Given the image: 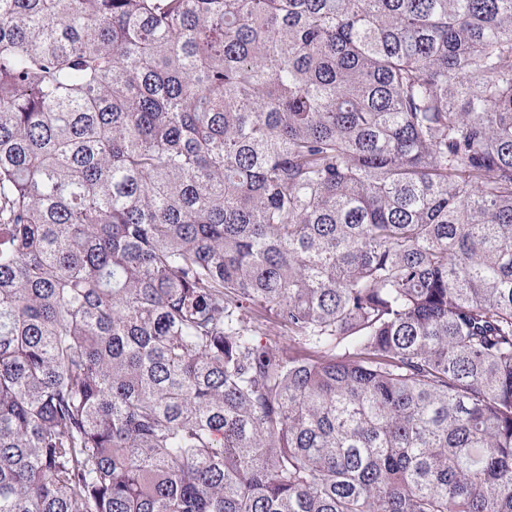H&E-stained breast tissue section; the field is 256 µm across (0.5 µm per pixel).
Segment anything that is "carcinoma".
I'll list each match as a JSON object with an SVG mask.
<instances>
[{"label": "carcinoma", "mask_w": 512, "mask_h": 512, "mask_svg": "<svg viewBox=\"0 0 512 512\" xmlns=\"http://www.w3.org/2000/svg\"><path fill=\"white\" fill-rule=\"evenodd\" d=\"M0 512H512V0H0Z\"/></svg>", "instance_id": "carcinoma-1"}]
</instances>
